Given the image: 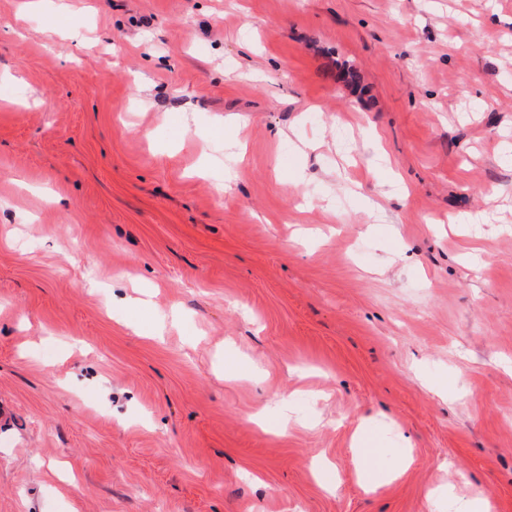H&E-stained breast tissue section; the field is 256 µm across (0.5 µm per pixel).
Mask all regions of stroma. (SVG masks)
Returning a JSON list of instances; mask_svg holds the SVG:
<instances>
[{
    "label": "stroma",
    "instance_id": "obj_1",
    "mask_svg": "<svg viewBox=\"0 0 512 512\" xmlns=\"http://www.w3.org/2000/svg\"><path fill=\"white\" fill-rule=\"evenodd\" d=\"M451 496L512 512V0H0V512ZM363 443L361 435L356 432L353 438V447L351 448L352 455L354 458L361 462L359 467V476L361 480L369 487H377L382 484L388 483L397 478V474L393 472H385L382 470H376L366 460L365 448H360ZM368 463V464H366Z\"/></svg>",
    "mask_w": 512,
    "mask_h": 512
}]
</instances>
